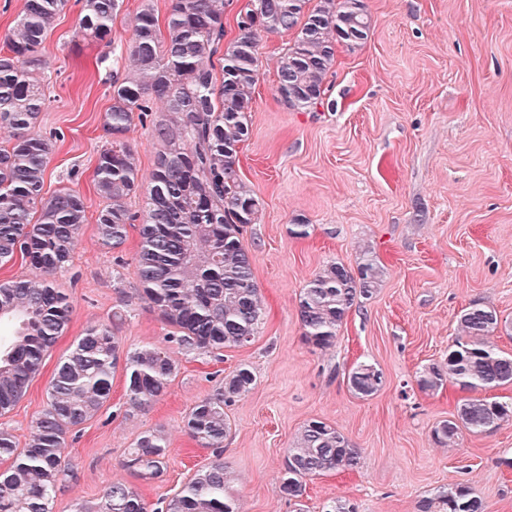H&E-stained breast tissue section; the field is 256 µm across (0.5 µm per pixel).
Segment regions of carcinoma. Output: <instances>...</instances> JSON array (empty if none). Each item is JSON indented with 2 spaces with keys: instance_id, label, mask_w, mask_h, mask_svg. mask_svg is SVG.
I'll return each instance as SVG.
<instances>
[{
  "instance_id": "1",
  "label": "carcinoma",
  "mask_w": 512,
  "mask_h": 512,
  "mask_svg": "<svg viewBox=\"0 0 512 512\" xmlns=\"http://www.w3.org/2000/svg\"><path fill=\"white\" fill-rule=\"evenodd\" d=\"M70 0H26L24 10L0 47V263L19 256L28 276L0 282V416L27 393L43 361L70 322L72 307L55 275L69 265L88 223L84 197L63 187L44 197L53 140L39 130L50 104L34 74L45 71L40 54L49 30ZM81 3L76 37L112 42V24L124 0ZM233 0H173L165 22L150 4L136 11L132 36L112 47L115 60L128 58L129 74L112 83L111 105L103 118L106 145L94 168V189L103 207L94 218L98 242L121 249L128 228L139 222L136 267L138 296L170 327L178 349L220 354L256 336L264 308L254 280L243 231L256 223L259 197L239 175V153L251 134L254 87L264 33H294L278 66V93L291 107L323 101L325 77L340 44L368 38L371 18L363 0H246L236 13V33L227 38L226 13ZM150 130L157 150L148 185H143L137 152L127 140L135 124ZM141 196V211L128 201ZM383 270L366 258L357 270L332 262L316 273L299 295L303 336L313 347L336 344L350 310L380 286ZM499 324L495 309L471 307L458 319V335L448 359L419 375L422 390L450 383L477 392L512 384V355L489 340ZM124 373L133 409L162 400L176 374L163 349L145 345L125 354L114 324L96 322L84 330L58 362L47 387V407L25 446L0 427V512H52L58 483L68 471L67 434L94 418L112 390L117 369ZM253 373L241 367L200 398L183 420L184 432L204 448L220 449L230 431L224 408L249 392ZM357 394L370 396L383 383L368 362L348 374ZM512 420V405L469 398L456 415L432 433L441 447L455 443L461 430L473 434ZM168 440L161 430L137 436L124 465L145 479L163 476ZM361 453L335 427L308 422L287 450L280 492L300 505L306 480L330 472H353ZM230 476L221 455L197 470L165 506L148 507L123 482L107 485L95 501L76 512H240L228 491ZM418 512H485L483 501L464 483L419 501Z\"/></svg>"
}]
</instances>
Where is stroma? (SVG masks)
<instances>
[{
    "mask_svg": "<svg viewBox=\"0 0 512 512\" xmlns=\"http://www.w3.org/2000/svg\"><path fill=\"white\" fill-rule=\"evenodd\" d=\"M372 18L367 40L338 46L323 104L292 108L277 93V62L292 36L266 34L253 94L251 135L239 153V175L262 201L243 242L265 306L258 334L222 356L183 352L139 286L137 228L119 251L102 247L85 224L66 270L56 277L72 315L26 395L0 425L26 442L46 406L45 390L62 356L85 328L133 305L115 325L123 349L159 346L177 363L165 398L129 412L122 373H115L101 411L70 433L71 469L58 484L52 512H75L120 481L161 506L203 466L222 456L241 512H295L279 485L288 448L303 426L321 420L361 453L350 474L306 482L305 512L340 499L357 512H416L417 502L467 483L486 512H512V421L482 434L461 432L455 447L431 433L450 419L463 393L424 391L417 379L442 362L466 308L490 307L502 325L491 335L512 355V0H364ZM71 5L48 32L42 54L52 72L42 131L60 135L44 190L68 187L102 204L93 188L106 144L103 116L111 85L125 65L96 66L103 45L74 39ZM309 235L294 237L293 225ZM383 267L370 299L353 307L336 344L305 342L299 294L328 263L356 267L364 253ZM382 372L373 395H356L347 374L357 360ZM252 389L226 412L231 430L222 451L195 444L183 431L194 403L238 367ZM164 429L163 477L145 480L123 467L135 438Z\"/></svg>",
    "mask_w": 512,
    "mask_h": 512,
    "instance_id": "1",
    "label": "stroma"
}]
</instances>
